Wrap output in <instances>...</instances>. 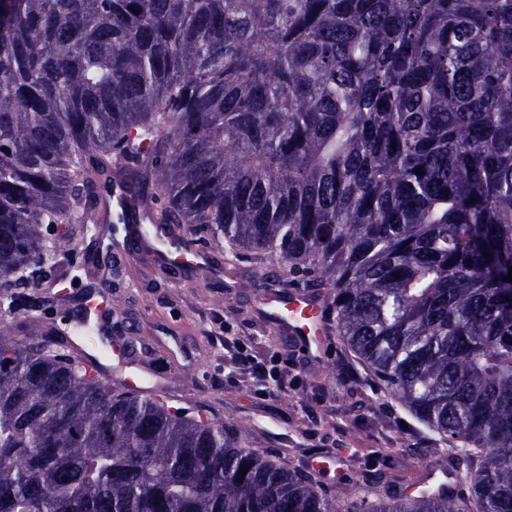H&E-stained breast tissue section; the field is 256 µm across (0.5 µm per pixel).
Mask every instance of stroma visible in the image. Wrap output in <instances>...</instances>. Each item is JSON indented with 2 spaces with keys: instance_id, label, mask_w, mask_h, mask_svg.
<instances>
[{
  "instance_id": "stroma-1",
  "label": "stroma",
  "mask_w": 512,
  "mask_h": 512,
  "mask_svg": "<svg viewBox=\"0 0 512 512\" xmlns=\"http://www.w3.org/2000/svg\"><path fill=\"white\" fill-rule=\"evenodd\" d=\"M96 233L76 237L71 252L56 256L54 279L25 288L29 313L60 335L62 349L96 359L101 380L116 369L140 375L142 396L164 390L189 411L215 421L245 423L248 444L292 467L333 458L329 484L352 485L373 465L401 490L424 491V455H409L412 438L394 421L399 404L376 389L364 369L344 357L334 335L321 357L260 311L267 293L261 268L232 262L223 248L207 246L213 263L202 273L189 264L161 265L104 253ZM108 301L112 312L95 323V344L77 328L88 302ZM128 342L133 354L117 364L108 344ZM265 363L266 377L243 357Z\"/></svg>"
}]
</instances>
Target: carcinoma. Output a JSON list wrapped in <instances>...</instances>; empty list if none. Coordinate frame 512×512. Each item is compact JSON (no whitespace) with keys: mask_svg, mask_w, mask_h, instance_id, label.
<instances>
[{"mask_svg":"<svg viewBox=\"0 0 512 512\" xmlns=\"http://www.w3.org/2000/svg\"><path fill=\"white\" fill-rule=\"evenodd\" d=\"M115 182L317 293L457 485L342 499L16 321ZM508 276L512 0H0V512H512Z\"/></svg>","mask_w":512,"mask_h":512,"instance_id":"carcinoma-1","label":"carcinoma"}]
</instances>
